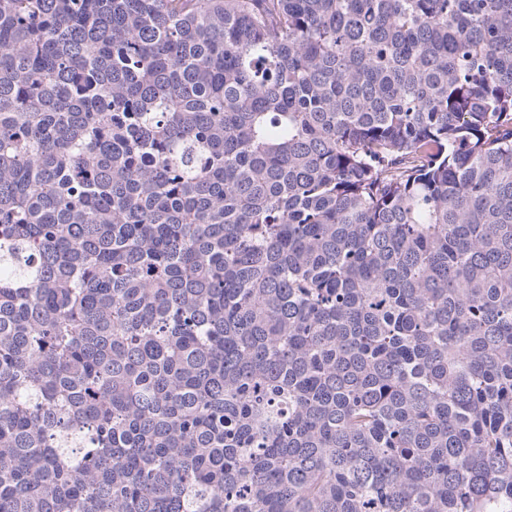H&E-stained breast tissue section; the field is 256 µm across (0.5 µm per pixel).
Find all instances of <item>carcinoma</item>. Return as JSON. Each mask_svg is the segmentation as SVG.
<instances>
[{"mask_svg":"<svg viewBox=\"0 0 512 512\" xmlns=\"http://www.w3.org/2000/svg\"><path fill=\"white\" fill-rule=\"evenodd\" d=\"M0 512H512V0H0Z\"/></svg>","mask_w":512,"mask_h":512,"instance_id":"1","label":"carcinoma"}]
</instances>
